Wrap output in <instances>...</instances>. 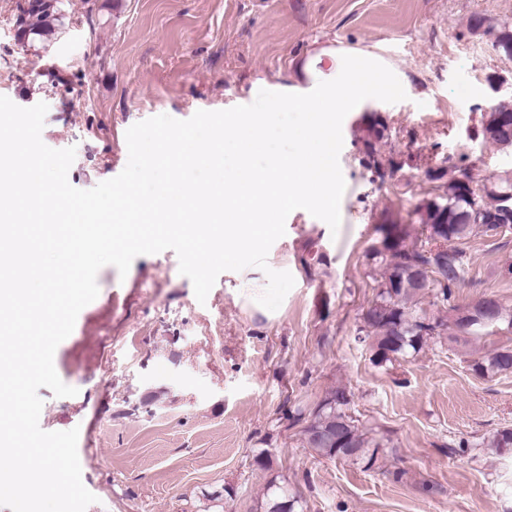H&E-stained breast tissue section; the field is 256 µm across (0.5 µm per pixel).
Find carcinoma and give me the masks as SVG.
Returning <instances> with one entry per match:
<instances>
[{
    "label": "carcinoma",
    "mask_w": 512,
    "mask_h": 512,
    "mask_svg": "<svg viewBox=\"0 0 512 512\" xmlns=\"http://www.w3.org/2000/svg\"><path fill=\"white\" fill-rule=\"evenodd\" d=\"M59 6L35 0L20 7L23 36L31 40H49L59 29L56 17ZM482 120L495 125L485 143L499 149L512 148V100L497 103L496 111L484 113ZM388 126L375 113L361 128L357 140L359 162L371 174V181L385 183L396 171L392 159H384L380 144ZM425 176L431 187L412 211L414 223L421 227L417 236L409 224L381 225L382 238L367 252V259L380 270L375 295L363 310L359 332L370 339L374 360L378 364L405 359L419 353L428 341L443 330H453L451 341L460 336H477L488 328H512V309L497 298L483 297L465 307L448 306L452 289L463 280L469 259L464 249L478 233L493 236L512 231V214L502 213L500 198L485 194L482 185L463 183L451 175L446 166L430 167ZM435 290L436 302L450 307L452 323L429 314L421 306L422 290ZM470 369L480 377L512 374V347H494L469 359ZM351 393L343 387L330 390L312 412L303 429V441L316 454L336 458L335 445L323 435L345 421V433L359 455H344L341 460L373 469L381 458V444L366 436L349 413ZM290 499L288 489L270 481L267 486L265 512H294L298 500L284 510L281 504Z\"/></svg>",
    "instance_id": "carcinoma-1"
}]
</instances>
